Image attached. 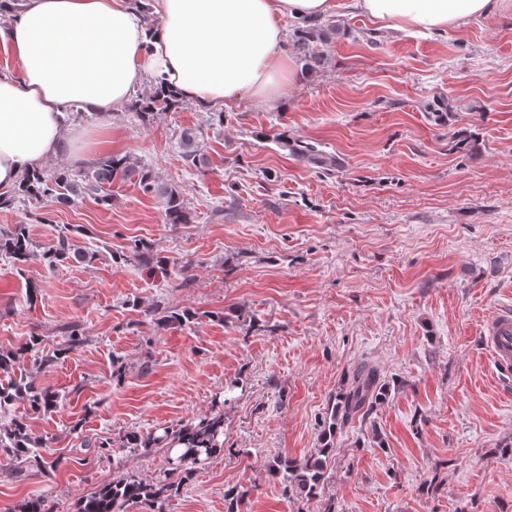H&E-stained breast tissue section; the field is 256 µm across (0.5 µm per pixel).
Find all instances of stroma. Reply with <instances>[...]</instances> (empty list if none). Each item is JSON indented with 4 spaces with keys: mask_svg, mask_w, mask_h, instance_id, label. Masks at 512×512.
Instances as JSON below:
<instances>
[{
    "mask_svg": "<svg viewBox=\"0 0 512 512\" xmlns=\"http://www.w3.org/2000/svg\"><path fill=\"white\" fill-rule=\"evenodd\" d=\"M325 22L335 31L314 68L287 46L296 79L280 105L245 96L220 125L189 101L148 124L128 109L66 113L112 143L44 172L131 156L181 192L189 223H165L162 198L132 180L113 183L107 205H0V232L25 225L39 251L23 264L0 255V351L32 343L22 369L62 401L16 411L46 459L65 458L41 469L0 450V512L38 496L76 512L112 480L155 478L164 450L130 452L124 435L208 414L225 391L224 451L140 512H226L233 488L239 512H512V374L479 335L512 306V8L428 35L342 7ZM297 142L329 165L298 161ZM62 233L86 261L41 259ZM158 305L194 319L159 324ZM51 354L54 367H34ZM363 365L386 399L338 425L317 496L284 494L268 463L321 448L330 398Z\"/></svg>",
    "mask_w": 512,
    "mask_h": 512,
    "instance_id": "35a3bbf8",
    "label": "stroma"
}]
</instances>
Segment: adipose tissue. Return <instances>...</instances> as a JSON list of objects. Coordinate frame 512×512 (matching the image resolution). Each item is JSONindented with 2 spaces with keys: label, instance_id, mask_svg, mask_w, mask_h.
<instances>
[{
  "label": "adipose tissue",
  "instance_id": "adipose-tissue-1",
  "mask_svg": "<svg viewBox=\"0 0 512 512\" xmlns=\"http://www.w3.org/2000/svg\"><path fill=\"white\" fill-rule=\"evenodd\" d=\"M381 28L447 31L501 13L507 0H347ZM147 25L131 0H21L0 24V47L19 67L0 74V190L83 142L64 126L77 104L106 114L147 80L208 107L243 96L280 102L294 82L283 19L308 24L335 0H155Z\"/></svg>",
  "mask_w": 512,
  "mask_h": 512
}]
</instances>
